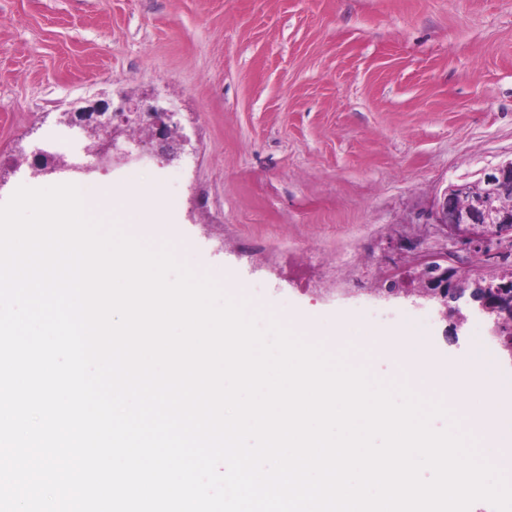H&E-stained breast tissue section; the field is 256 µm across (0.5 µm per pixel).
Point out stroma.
<instances>
[{
  "label": "stroma",
  "mask_w": 512,
  "mask_h": 512,
  "mask_svg": "<svg viewBox=\"0 0 512 512\" xmlns=\"http://www.w3.org/2000/svg\"><path fill=\"white\" fill-rule=\"evenodd\" d=\"M124 97L174 114L180 158L140 177L215 281L512 369L490 322L420 304L400 248L445 249L434 199L512 157V0H0V203L63 183L31 163L83 152L64 113Z\"/></svg>",
  "instance_id": "obj_1"
}]
</instances>
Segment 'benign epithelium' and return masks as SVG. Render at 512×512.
Listing matches in <instances>:
<instances>
[{
    "instance_id": "benign-epithelium-1",
    "label": "benign epithelium",
    "mask_w": 512,
    "mask_h": 512,
    "mask_svg": "<svg viewBox=\"0 0 512 512\" xmlns=\"http://www.w3.org/2000/svg\"><path fill=\"white\" fill-rule=\"evenodd\" d=\"M107 107H97L83 112L78 119L67 125H78L90 133L92 142L85 147L87 155L95 159L80 172L89 174L102 167H121L141 160L150 153L147 142L137 143V150L123 149L120 140L130 138V127L144 125L150 135L166 142L165 148L155 158L162 164L177 159L183 142L173 137L176 124L173 113L155 106L146 110L121 106L120 112H129L132 117H121L117 121L101 119ZM51 155H34V174L44 175L68 170V165L59 162L48 165ZM436 231L441 233L455 250H466L484 259H490L512 247V159L488 167L474 182H465L447 188L434 205ZM454 268L448 266V251L420 250L421 282L419 297L434 301L443 308L445 317L456 319L459 327L466 321L459 309L464 302L469 313L481 318L491 314L500 315L494 321L495 331H500L512 312V279L503 278L491 284L477 275L466 283L453 281Z\"/></svg>"
}]
</instances>
